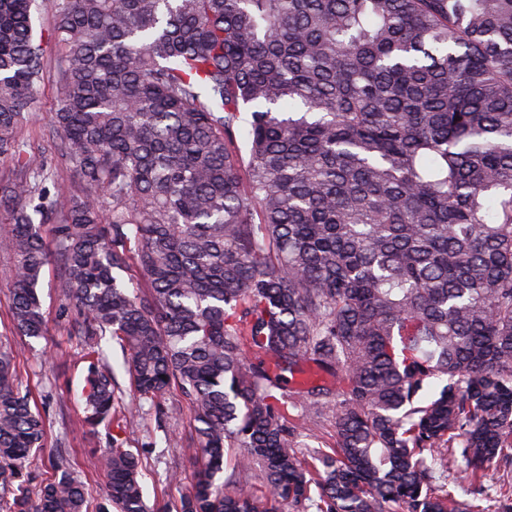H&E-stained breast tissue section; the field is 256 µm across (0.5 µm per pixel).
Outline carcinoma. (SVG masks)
I'll list each match as a JSON object with an SVG mask.
<instances>
[{"instance_id": "cac0c4a2", "label": "carcinoma", "mask_w": 512, "mask_h": 512, "mask_svg": "<svg viewBox=\"0 0 512 512\" xmlns=\"http://www.w3.org/2000/svg\"><path fill=\"white\" fill-rule=\"evenodd\" d=\"M38 11L51 154L19 136ZM5 157L14 330L45 335L57 262L81 423L112 429L95 512H486L448 455L512 468V0H0ZM112 341L141 401L194 408L177 504L145 496ZM44 437L0 340V512H90L66 457L37 479Z\"/></svg>"}]
</instances>
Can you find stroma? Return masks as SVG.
<instances>
[{
    "label": "stroma",
    "instance_id": "stroma-1",
    "mask_svg": "<svg viewBox=\"0 0 512 512\" xmlns=\"http://www.w3.org/2000/svg\"><path fill=\"white\" fill-rule=\"evenodd\" d=\"M56 109V72L47 69L36 106L23 124L20 136L29 148L37 150L43 145L49 116ZM11 254L0 251V338L17 347L15 360L19 380L31 387L37 407L46 428V444L38 460L42 477L53 474V456L69 454L75 475L83 480L91 502H100L106 491L103 476L95 473L89 461L92 451L110 445L107 431L90 434L79 421L81 389L85 365L79 359V345L70 336L66 323L60 317L62 301L57 288V268L48 265L40 283L39 295L48 318L47 333L33 345H24L17 336L8 317L10 282L6 271L12 266ZM193 412L178 392H168L163 399V412L150 419L146 428L129 437L131 447L143 454V466L161 473L177 470L182 481L163 487L165 500L174 502L188 492L192 480V451L188 447L167 448L163 445L165 434L181 438L190 435ZM512 484V473L497 468L478 482L467 479L457 466L448 468V485L458 499L469 500L480 496L483 504L496 508L501 487Z\"/></svg>",
    "mask_w": 512,
    "mask_h": 512
}]
</instances>
